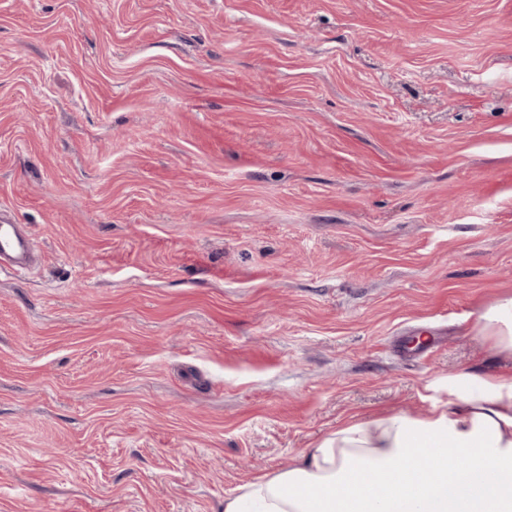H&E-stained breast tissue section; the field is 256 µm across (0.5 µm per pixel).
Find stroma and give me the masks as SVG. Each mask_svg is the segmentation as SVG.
I'll list each match as a JSON object with an SVG mask.
<instances>
[{
	"label": "stroma",
	"mask_w": 512,
	"mask_h": 512,
	"mask_svg": "<svg viewBox=\"0 0 512 512\" xmlns=\"http://www.w3.org/2000/svg\"><path fill=\"white\" fill-rule=\"evenodd\" d=\"M0 207V512H224L512 371V0H0ZM38 259L33 239L21 224H14L4 211L0 212V275L20 277ZM483 338L493 341L501 353L512 355V295H506L487 306L475 324Z\"/></svg>",
	"instance_id": "1"
}]
</instances>
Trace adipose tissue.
Listing matches in <instances>:
<instances>
[{
    "label": "adipose tissue",
    "instance_id": "ef3b65f1",
    "mask_svg": "<svg viewBox=\"0 0 512 512\" xmlns=\"http://www.w3.org/2000/svg\"><path fill=\"white\" fill-rule=\"evenodd\" d=\"M477 333L512 355V295ZM429 416L352 423L226 498L224 512H512V373L450 375Z\"/></svg>",
    "mask_w": 512,
    "mask_h": 512
}]
</instances>
